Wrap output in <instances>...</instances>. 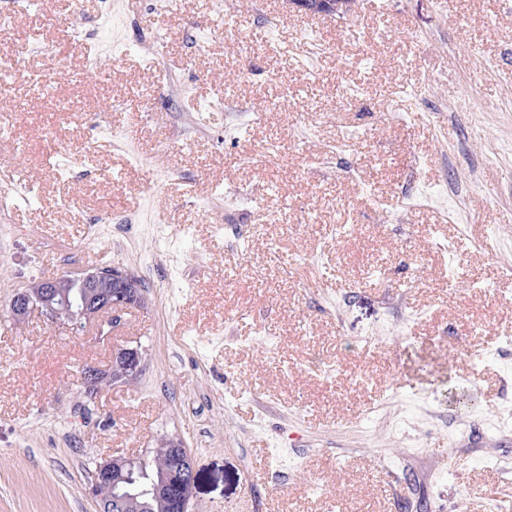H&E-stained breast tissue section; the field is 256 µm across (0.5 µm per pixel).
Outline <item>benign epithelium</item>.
I'll list each match as a JSON object with an SVG mask.
<instances>
[{"mask_svg": "<svg viewBox=\"0 0 512 512\" xmlns=\"http://www.w3.org/2000/svg\"><path fill=\"white\" fill-rule=\"evenodd\" d=\"M293 10L321 18L342 17L347 13L346 0H288ZM136 277L120 267L112 274L75 269L65 276L44 280L43 288L31 294L15 293L9 303L10 313L20 321L37 311L45 320L80 331L88 325L97 329L98 335L108 337L122 323L125 312L138 305L136 291L132 289ZM79 285V291L72 288ZM140 365V354L134 348H117L107 368L90 365L83 370L86 393L93 397L104 386L112 385V374L121 370L134 374ZM173 469L146 483L132 478L133 458L116 456L96 466V485L99 493L98 512H124L129 503L142 495L173 502L176 512H189L195 482L192 456L182 439L168 438Z\"/></svg>", "mask_w": 512, "mask_h": 512, "instance_id": "1", "label": "benign epithelium"}]
</instances>
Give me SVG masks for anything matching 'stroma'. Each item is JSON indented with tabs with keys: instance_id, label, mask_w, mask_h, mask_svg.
<instances>
[{
	"instance_id": "1",
	"label": "stroma",
	"mask_w": 512,
	"mask_h": 512,
	"mask_svg": "<svg viewBox=\"0 0 512 512\" xmlns=\"http://www.w3.org/2000/svg\"><path fill=\"white\" fill-rule=\"evenodd\" d=\"M0 71V512L168 436L191 512H512V0H35ZM97 253L111 339L14 323ZM293 10L321 18L342 17L347 13L348 3L345 0H289ZM140 354L134 348H117L112 351V359L106 369L97 366H87L82 373L86 393L92 398L104 386L115 385L118 381L112 374L120 369L125 374H134L140 365Z\"/></svg>"
}]
</instances>
